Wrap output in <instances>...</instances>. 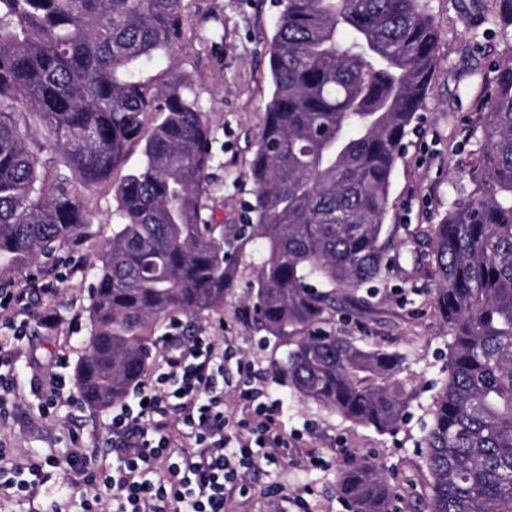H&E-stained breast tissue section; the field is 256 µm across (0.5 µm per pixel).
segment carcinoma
Instances as JSON below:
<instances>
[{"instance_id":"cac0c4a2","label":"carcinoma","mask_w":512,"mask_h":512,"mask_svg":"<svg viewBox=\"0 0 512 512\" xmlns=\"http://www.w3.org/2000/svg\"><path fill=\"white\" fill-rule=\"evenodd\" d=\"M276 3L255 191L227 242L202 217L212 137L176 66L184 0H0V260L32 262L75 240L89 214L72 184L109 182L140 144L94 264L91 340L74 368L84 401H123L158 321L222 308L258 239L248 302L283 349L277 374L302 398L392 433L411 399L400 356L325 325L330 292L379 283L390 267L392 177L439 34L422 0ZM486 11L509 57L472 127L469 191L400 242L416 254L427 241L432 304L451 337L421 445L430 512H512V0ZM155 57L168 61L163 77L142 79ZM44 148L60 157L51 169ZM336 492L352 512H388L391 489L370 462L342 471Z\"/></svg>"}]
</instances>
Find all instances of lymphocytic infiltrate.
I'll return each instance as SVG.
<instances>
[{
  "label": "lymphocytic infiltrate",
  "instance_id": "1",
  "mask_svg": "<svg viewBox=\"0 0 512 512\" xmlns=\"http://www.w3.org/2000/svg\"><path fill=\"white\" fill-rule=\"evenodd\" d=\"M164 372L135 392L136 406L113 414L102 452L86 454L71 435L65 459L15 461L0 448V495L17 502L39 498L48 468L67 465L89 487L80 512H97L106 490L110 512H233L237 497L250 494L245 471L261 469L287 447L278 427V404L253 387L251 366L232 345L210 337L165 338ZM236 382L242 414L224 413V385Z\"/></svg>",
  "mask_w": 512,
  "mask_h": 512
}]
</instances>
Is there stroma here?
<instances>
[{
  "mask_svg": "<svg viewBox=\"0 0 512 512\" xmlns=\"http://www.w3.org/2000/svg\"><path fill=\"white\" fill-rule=\"evenodd\" d=\"M441 35L439 61L419 118L404 139L385 219L396 237L437 223L449 202L467 183L466 160L472 148L469 129L487 95L506 46L482 0H424ZM185 46L179 69L192 81L193 92L212 129L213 160L203 195L204 219L224 227L242 223L244 207L253 198L249 165L259 141L270 97L268 42L277 8L275 0H184ZM142 159L132 145L124 164L104 186L80 189L90 214L78 243L57 246L52 257L31 263L20 260L0 268L1 288H29L34 280L53 282L57 295L32 296L17 314L25 323L23 339L0 326V344L11 347L19 373L15 399L0 403V445L24 458L64 457L71 432H80L93 447L109 419L106 409L61 405L52 413L41 409L40 389L57 368L58 353L72 365L88 338L87 283L89 263L112 236L113 185ZM262 261L260 245L238 264L224 308L181 317L183 328L216 341L236 337L244 358L253 366L254 381L265 394L281 400V431L295 445L293 454L279 455L257 474L249 475L256 494L237 512H277L281 495H307L311 512H348L336 494L340 473L354 463L375 464L386 475L392 496L389 512H429V487L419 444L431 421L432 385L446 377L448 329L430 296L434 281L416 265L412 253L394 256L379 292H336L332 327L337 335L367 349L404 356L400 375L413 397L406 418L394 433L352 424L336 413L302 399L272 371L279 357L272 337L258 326L245 296ZM53 316L54 331L41 320ZM318 449L322 461L306 467V450Z\"/></svg>",
  "mask_w": 512,
  "mask_h": 512,
  "instance_id": "1",
  "label": "stroma"
}]
</instances>
